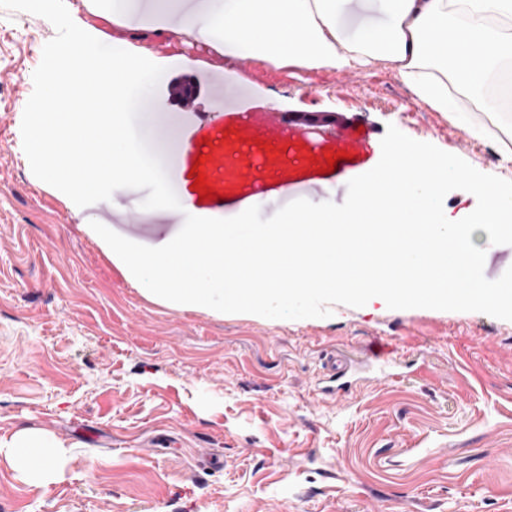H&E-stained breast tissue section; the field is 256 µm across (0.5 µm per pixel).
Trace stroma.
Masks as SVG:
<instances>
[{"instance_id":"35a3bbf8","label":"stroma","mask_w":512,"mask_h":512,"mask_svg":"<svg viewBox=\"0 0 512 512\" xmlns=\"http://www.w3.org/2000/svg\"><path fill=\"white\" fill-rule=\"evenodd\" d=\"M105 44L174 60L138 125L175 193L203 126L246 118H342L353 161L287 182L230 171L220 215L270 217L305 198L343 203L347 182L381 157L388 125L512 181V115L454 93L467 124L414 102L391 64L299 70L218 52L198 35L140 15L112 21L113 0H66ZM42 17L0 9V438L32 428L63 445L48 489L0 454V512H512V321L480 312L389 309L382 299L327 318L177 311L133 284L89 236L107 224L157 247L181 212L144 210L145 191L75 211L34 176L21 122L44 45ZM198 92L183 108L175 86ZM380 359L338 397L322 394L329 354Z\"/></svg>"}]
</instances>
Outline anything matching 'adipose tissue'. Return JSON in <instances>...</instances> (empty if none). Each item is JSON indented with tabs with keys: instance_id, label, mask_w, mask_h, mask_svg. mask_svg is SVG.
Here are the masks:
<instances>
[{
	"instance_id": "obj_1",
	"label": "adipose tissue",
	"mask_w": 512,
	"mask_h": 512,
	"mask_svg": "<svg viewBox=\"0 0 512 512\" xmlns=\"http://www.w3.org/2000/svg\"><path fill=\"white\" fill-rule=\"evenodd\" d=\"M350 0H192L182 31L220 35L240 55L279 66L361 70L392 64L414 100L460 120L449 85L479 93L496 72L512 68V0H379L382 19L347 35ZM12 468L48 489L60 472L59 442L22 429L0 439Z\"/></svg>"
}]
</instances>
